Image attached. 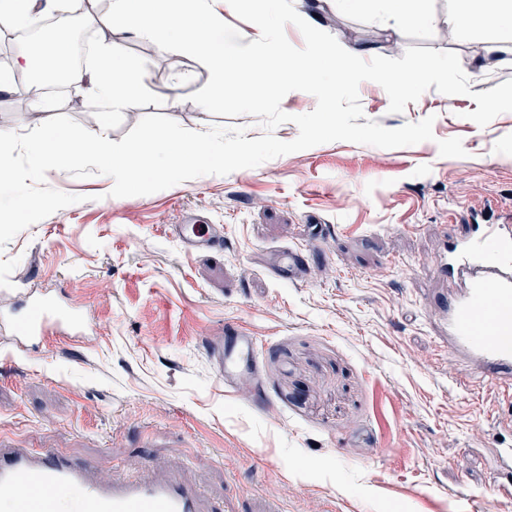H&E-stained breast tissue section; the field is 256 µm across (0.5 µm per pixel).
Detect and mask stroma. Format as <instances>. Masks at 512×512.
I'll return each instance as SVG.
<instances>
[{"mask_svg": "<svg viewBox=\"0 0 512 512\" xmlns=\"http://www.w3.org/2000/svg\"><path fill=\"white\" fill-rule=\"evenodd\" d=\"M298 13L334 17L327 31L370 56L407 48L455 52L470 95L429 89L389 112L375 82L359 86L367 119L398 128L434 116V138L383 149L337 141L225 176L206 175L125 198L111 181L48 170V186L83 195L0 250V448H49L92 465L105 480L143 471L180 476L226 512H475L507 472L512 409L473 370L439 349L448 285L435 274L444 224H497L512 216V112L481 127L471 95L512 79V66L475 74L495 38L471 0L473 22L449 29L458 0H427L433 23L403 22L400 0H365L336 13L328 0ZM102 40L146 62L161 105L123 108L121 141L146 115L205 131L257 117L215 116L190 99L210 78L185 54L102 26ZM98 122L86 97L57 92L39 114ZM460 138L463 158L437 143ZM222 235L219 250L175 238L186 215ZM317 241L296 281L274 256ZM81 314L86 330L33 344L13 324L28 302ZM238 322L257 343L259 372L217 380L208 344Z\"/></svg>", "mask_w": 512, "mask_h": 512, "instance_id": "stroma-1", "label": "stroma"}]
</instances>
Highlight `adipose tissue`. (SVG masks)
<instances>
[{"mask_svg":"<svg viewBox=\"0 0 512 512\" xmlns=\"http://www.w3.org/2000/svg\"><path fill=\"white\" fill-rule=\"evenodd\" d=\"M488 26L498 29V37L486 48L487 54L499 57L501 63L512 64V0H495L494 9L485 17ZM73 85L92 81L106 106L117 107L131 98L138 85L129 79L124 63L119 60L111 44H101L92 72L73 71L68 75Z\"/></svg>","mask_w":512,"mask_h":512,"instance_id":"adipose-tissue-1","label":"adipose tissue"}]
</instances>
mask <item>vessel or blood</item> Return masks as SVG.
<instances>
[{
    "instance_id": "obj_1",
    "label": "vessel or blood",
    "mask_w": 512,
    "mask_h": 512,
    "mask_svg": "<svg viewBox=\"0 0 512 512\" xmlns=\"http://www.w3.org/2000/svg\"><path fill=\"white\" fill-rule=\"evenodd\" d=\"M177 235L190 248L212 240L210 225L196 215ZM446 239L448 260L437 274L453 287L445 314L448 334L440 345L464 365L454 383L468 388V368L475 365L512 399V226L457 224ZM303 269L298 249L281 253L275 265L279 276L291 280L299 279ZM17 326L41 344L64 330L82 329L83 321L77 313L36 304ZM225 328L223 343L211 349L217 377L224 381L256 366L252 337L238 323H226ZM0 488L9 491L14 512H60L64 499L73 502L75 512H222L203 506L200 493L178 479L98 481L90 465L51 450L31 454L0 448Z\"/></svg>"
}]
</instances>
